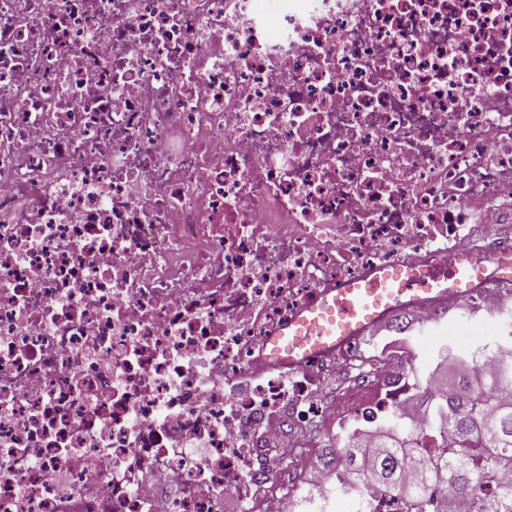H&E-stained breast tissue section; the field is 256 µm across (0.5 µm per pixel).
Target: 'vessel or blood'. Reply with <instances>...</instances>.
<instances>
[{"mask_svg":"<svg viewBox=\"0 0 512 512\" xmlns=\"http://www.w3.org/2000/svg\"><path fill=\"white\" fill-rule=\"evenodd\" d=\"M512 283V255L471 252L430 255L418 265L378 264L319 291L264 342L266 362L295 372L312 359H331L403 310L450 297L465 300Z\"/></svg>","mask_w":512,"mask_h":512,"instance_id":"obj_1","label":"vessel or blood"}]
</instances>
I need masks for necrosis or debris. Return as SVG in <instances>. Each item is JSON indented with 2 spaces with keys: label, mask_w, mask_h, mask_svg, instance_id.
Masks as SVG:
<instances>
[{
  "label": "necrosis or debris",
  "mask_w": 512,
  "mask_h": 512,
  "mask_svg": "<svg viewBox=\"0 0 512 512\" xmlns=\"http://www.w3.org/2000/svg\"><path fill=\"white\" fill-rule=\"evenodd\" d=\"M512 246V0H0V512H302L286 421L418 418L263 343L380 263ZM151 471L149 491L137 487ZM358 373V370L348 368L340 371L329 372L325 376L323 387V399L329 403L336 405V408L342 411L347 405L351 407V402L345 403L343 393L350 386L353 388V383L356 380L353 376Z\"/></svg>",
  "instance_id": "1"
}]
</instances>
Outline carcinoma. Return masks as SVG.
Here are the masks:
<instances>
[{
  "mask_svg": "<svg viewBox=\"0 0 512 512\" xmlns=\"http://www.w3.org/2000/svg\"><path fill=\"white\" fill-rule=\"evenodd\" d=\"M404 375L409 399L424 413L423 426L395 418L384 432L346 430L320 455L321 463L344 494L358 495L370 482L384 496H402L406 512H451L448 501L428 505L423 490L432 485L464 493L512 467V357L503 356L491 377L467 370L444 390L430 386L424 358ZM474 510L512 512V494L478 500Z\"/></svg>",
  "mask_w": 512,
  "mask_h": 512,
  "instance_id": "cac0c4a2",
  "label": "carcinoma"
}]
</instances>
